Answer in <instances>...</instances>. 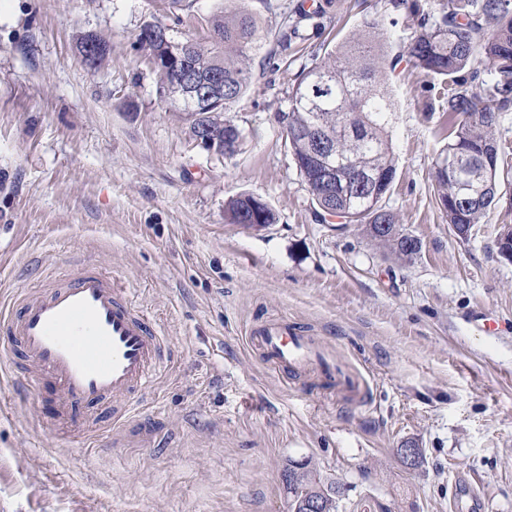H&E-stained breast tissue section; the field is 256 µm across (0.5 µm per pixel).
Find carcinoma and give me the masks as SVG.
Returning a JSON list of instances; mask_svg holds the SVG:
<instances>
[{"label": "carcinoma", "mask_w": 512, "mask_h": 512, "mask_svg": "<svg viewBox=\"0 0 512 512\" xmlns=\"http://www.w3.org/2000/svg\"><path fill=\"white\" fill-rule=\"evenodd\" d=\"M393 7L409 9L414 32L403 46V54L388 60L375 54L368 23L356 30L349 41L322 56L296 74L288 92V113L293 122L319 124L323 135L336 141L344 156H355L376 182L368 186L352 175L337 174L334 193L326 194L316 177L319 158L310 154L311 145L301 137H285L288 150L297 161L300 175L311 195L315 217L327 221L331 209L342 224H361L368 236L375 237L376 226L387 210L383 197L396 176L395 157L389 139L390 116L397 111L386 69L394 68L405 57L416 69L440 80V98L448 112V143L435 158V194L448 223L473 227L512 187V153L495 138L502 115L512 111V0H392ZM341 7V0H313L310 9L297 6L284 18L276 48L268 59L288 57L301 30L314 20L316 27L330 19ZM201 39L187 36L185 61L198 74L219 70L224 74V104L210 112H190L183 107V120L192 138L206 128L224 129L231 123L221 119L247 93L253 81L251 52L260 47V26L246 10L212 15ZM96 51L95 67L107 58L105 41L83 36L77 43L80 56ZM243 135L229 142V155L240 149ZM225 156L224 136L208 147ZM250 211L249 199L240 194L224 206L230 224L241 223L242 212ZM384 243L399 257L411 258L421 249L419 239L395 232ZM295 480L286 482L292 500L318 498L327 512H338L342 486L324 485L310 471L290 468Z\"/></svg>", "instance_id": "1"}]
</instances>
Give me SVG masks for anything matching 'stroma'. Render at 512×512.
Here are the masks:
<instances>
[{"mask_svg":"<svg viewBox=\"0 0 512 512\" xmlns=\"http://www.w3.org/2000/svg\"><path fill=\"white\" fill-rule=\"evenodd\" d=\"M301 0H0V306L70 274L111 272L166 330L174 363L135 424L100 407L70 434L51 425L49 381L13 379L0 338V512H289L283 481L306 465L344 487L340 512H451L457 477L484 512H512V211L457 237L434 197L448 115L408 62L389 72L396 178L382 200L421 250L400 259L361 225L322 223L278 113L311 57L378 21L384 55L411 33L388 0H345L332 32L307 29L287 62L253 60L230 118L245 141L218 157L161 102L137 44L149 22L204 35L213 13H254L265 47ZM110 47L88 70L78 40ZM242 193L275 223H228ZM284 321L357 371L367 403L316 374L273 369L247 336ZM423 451L418 469L396 454Z\"/></svg>","mask_w":512,"mask_h":512,"instance_id":"1","label":"stroma"}]
</instances>
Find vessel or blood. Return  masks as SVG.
Segmentation results:
<instances>
[{
	"mask_svg": "<svg viewBox=\"0 0 512 512\" xmlns=\"http://www.w3.org/2000/svg\"><path fill=\"white\" fill-rule=\"evenodd\" d=\"M11 371L48 377L62 397L57 427L72 430L81 410L111 404L112 419L131 420L134 403L171 362L164 330L150 321L111 275L83 265L62 281L20 297L0 313ZM250 344L267 362L293 373L316 372L328 388L348 396L364 382L337 367L319 343L295 326L275 322L251 330Z\"/></svg>",
	"mask_w": 512,
	"mask_h": 512,
	"instance_id": "vessel-or-blood-1",
	"label": "vessel or blood"
}]
</instances>
